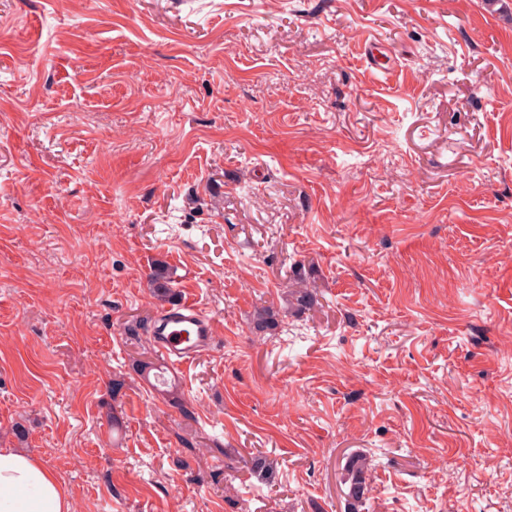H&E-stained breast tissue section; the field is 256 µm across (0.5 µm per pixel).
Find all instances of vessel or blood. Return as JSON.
<instances>
[{
  "label": "vessel or blood",
  "instance_id": "obj_1",
  "mask_svg": "<svg viewBox=\"0 0 512 512\" xmlns=\"http://www.w3.org/2000/svg\"><path fill=\"white\" fill-rule=\"evenodd\" d=\"M152 338L165 359L176 368L192 363L215 341L211 319L191 300L166 310L154 326Z\"/></svg>",
  "mask_w": 512,
  "mask_h": 512
}]
</instances>
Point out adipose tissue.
I'll use <instances>...</instances> for the list:
<instances>
[{"label": "adipose tissue", "mask_w": 512, "mask_h": 512, "mask_svg": "<svg viewBox=\"0 0 512 512\" xmlns=\"http://www.w3.org/2000/svg\"><path fill=\"white\" fill-rule=\"evenodd\" d=\"M0 512H72L58 474L38 457L0 448Z\"/></svg>", "instance_id": "1"}]
</instances>
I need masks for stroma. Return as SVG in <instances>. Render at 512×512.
<instances>
[{"instance_id": "obj_1", "label": "stroma", "mask_w": 512, "mask_h": 512, "mask_svg": "<svg viewBox=\"0 0 512 512\" xmlns=\"http://www.w3.org/2000/svg\"><path fill=\"white\" fill-rule=\"evenodd\" d=\"M0 447L75 512H344L354 452L368 512H512V0H0ZM173 272L171 268L162 261H155L149 274V282L153 295L161 302L170 305L179 301L178 294L172 289ZM295 285L287 292L286 310L302 312L311 309L316 301L315 289L309 288L306 281L300 277L296 279ZM160 319L151 335L172 367L182 368L192 363L198 354L214 344L213 323L194 301H182L166 310ZM370 469L371 460L362 453H352L346 458L342 467L343 483L349 485L345 499L346 512H363L366 509V476Z\"/></svg>"}]
</instances>
